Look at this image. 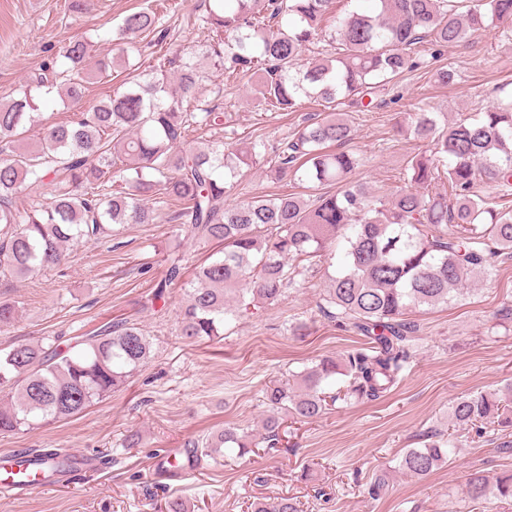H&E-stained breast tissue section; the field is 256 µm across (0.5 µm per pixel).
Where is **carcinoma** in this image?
I'll use <instances>...</instances> for the list:
<instances>
[{
    "label": "carcinoma",
    "instance_id": "cac0c4a2",
    "mask_svg": "<svg viewBox=\"0 0 512 512\" xmlns=\"http://www.w3.org/2000/svg\"><path fill=\"white\" fill-rule=\"evenodd\" d=\"M370 10L354 9L334 19L323 56L302 58L318 36V23L332 0H213L204 20L217 41L206 58L213 67L255 82L258 105L293 112L305 99L325 112L284 139L269 168L276 180L316 189L336 185L335 194L310 199L303 192L228 201L243 168L261 164L257 145L243 150L216 139L203 148L185 145L198 127L224 129V113L209 106L200 90L204 66L191 53L181 62L177 82L165 70L113 91L109 97L60 122L40 119L56 91L72 104L83 101L90 43L77 37L59 56L33 74L21 94L0 102V280L21 279L65 260L67 246L112 236L114 224H152L151 197L182 205L187 235L223 247L222 255L197 267L186 283L187 304L180 336L214 340L242 307L278 303L299 275L293 258L322 257L339 250L341 264L317 308L339 325L352 327L368 346L344 361L321 358L292 381L266 387L268 414L254 436L227 427L204 445L200 457L215 458L224 448L239 456L261 443L275 444L281 415L301 421L322 416L338 400H377L401 380L413 347L414 328L404 318L412 307L446 305L469 272L486 266L485 252L512 257V211L499 209L477 190L485 181L512 186V99L484 112L462 114L440 125L420 111L411 126L430 154L414 155L406 183L386 198L349 180L359 158L344 146L352 140L348 112L375 108L386 84L418 66L414 46L433 53L472 31L512 22V0H370ZM156 13L127 14L115 40L133 44L157 29ZM40 127V146L25 144V133ZM122 172L113 187L112 168ZM437 180L448 191L431 192ZM25 184L50 187L44 203L17 200ZM178 257L168 259L152 299L184 280ZM151 342L136 323L120 321L94 330L74 345L44 347L15 343L0 351V432L33 430L48 421L83 413L119 389L144 366ZM342 377L344 390L326 385ZM499 414L497 399L477 392L452 405L456 426L474 429ZM453 443L409 448L398 470L424 478L447 462ZM42 469L65 476L74 458L39 449ZM464 502L512 498V471L490 477L471 473ZM253 512H299L289 497L264 499Z\"/></svg>",
    "mask_w": 512,
    "mask_h": 512
}]
</instances>
